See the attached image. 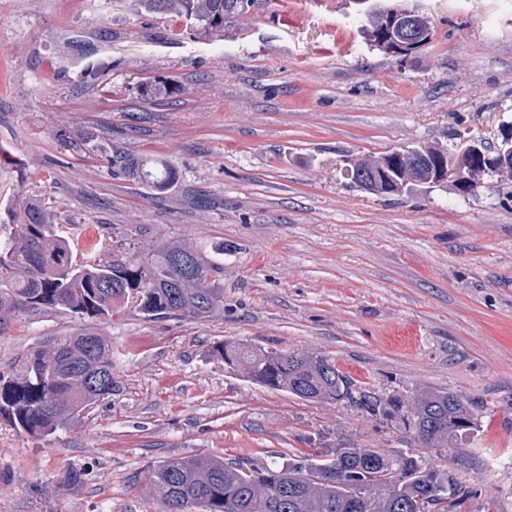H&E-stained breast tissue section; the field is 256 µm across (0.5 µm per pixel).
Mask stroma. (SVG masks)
<instances>
[{
    "label": "stroma",
    "mask_w": 512,
    "mask_h": 512,
    "mask_svg": "<svg viewBox=\"0 0 512 512\" xmlns=\"http://www.w3.org/2000/svg\"><path fill=\"white\" fill-rule=\"evenodd\" d=\"M431 35L409 59L373 46L351 0H255L223 39L133 0H0V224L50 207L81 253L153 239L224 250V313L99 322L116 388L39 438L0 421V512H158L134 475L211 452L285 462L330 448L415 451L412 433L348 400L253 384L211 357L240 340L325 355L358 390L470 401L478 465L455 512H512V178L377 196L357 157L469 136L496 149L512 124V0H416ZM163 80L169 98L143 94ZM169 162L153 191L113 146ZM78 318L21 312L0 330V369ZM84 472L80 487L70 471Z\"/></svg>",
    "instance_id": "35a3bbf8"
}]
</instances>
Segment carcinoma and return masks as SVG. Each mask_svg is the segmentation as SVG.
I'll return each instance as SVG.
<instances>
[{"mask_svg":"<svg viewBox=\"0 0 512 512\" xmlns=\"http://www.w3.org/2000/svg\"><path fill=\"white\" fill-rule=\"evenodd\" d=\"M158 14L190 22L200 40L224 36L252 0H137ZM132 178L167 189L177 171L160 159L112 149ZM0 239V321L18 311L106 318L135 298L148 320H207L224 313V252L202 242L161 240L110 261L74 254L50 211L28 202L18 224ZM224 367L250 382L309 401L346 398L414 434L436 454L387 455L370 448H332L313 458L277 464L200 454L156 462L135 482L159 495L160 512H452L467 492L448 471L478 426L475 407L455 393L422 390L411 399L382 400L355 390L352 379L324 356L294 355L236 341L211 347ZM112 341L89 325L51 336L7 372L0 371V419L20 433L48 437L112 395Z\"/></svg>","mask_w":512,"mask_h":512,"instance_id":"obj_1","label":"carcinoma"}]
</instances>
